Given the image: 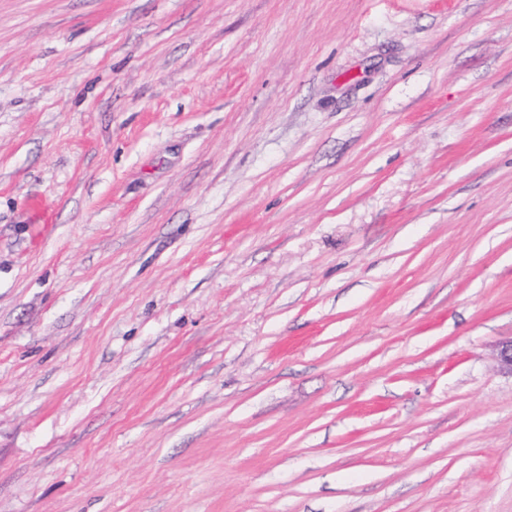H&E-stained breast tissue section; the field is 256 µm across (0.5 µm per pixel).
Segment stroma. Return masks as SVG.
Here are the masks:
<instances>
[{
  "instance_id": "1",
  "label": "stroma",
  "mask_w": 512,
  "mask_h": 512,
  "mask_svg": "<svg viewBox=\"0 0 512 512\" xmlns=\"http://www.w3.org/2000/svg\"><path fill=\"white\" fill-rule=\"evenodd\" d=\"M512 0H0V512H512Z\"/></svg>"
}]
</instances>
